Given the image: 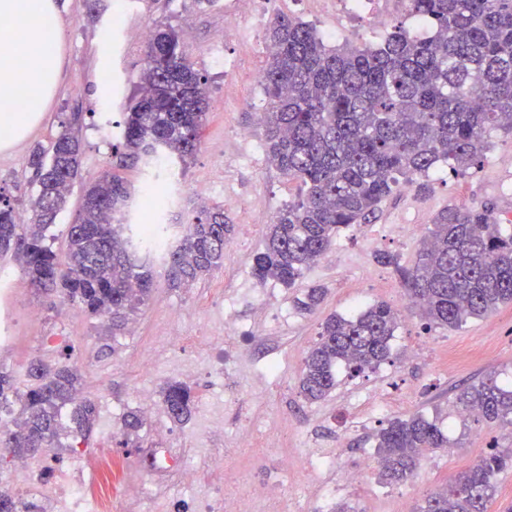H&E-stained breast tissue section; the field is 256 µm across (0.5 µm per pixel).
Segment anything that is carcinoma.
<instances>
[{"label":"carcinoma","mask_w":512,"mask_h":512,"mask_svg":"<svg viewBox=\"0 0 512 512\" xmlns=\"http://www.w3.org/2000/svg\"><path fill=\"white\" fill-rule=\"evenodd\" d=\"M409 14L429 27L417 35L396 25L375 47L329 46L309 24L284 14L268 29L269 54L262 82V113L269 165L301 187L298 200L279 208L252 275L261 284L292 287L333 245L343 229L365 224L401 185L441 163L455 171L478 164L492 131H512V0H407ZM138 95L125 104L122 140L113 145L119 166L150 168L163 157L183 166L197 152L208 113L207 80L183 54L180 35L156 28L147 39ZM71 115L45 148L29 156L35 194L29 216L0 192V262L18 263L28 284L55 293L89 317H106L112 335L128 331L152 291L154 265L142 257L138 226L128 223L129 185L105 169L85 184L64 255L46 243V231L82 179V148ZM232 225L224 207L211 205L184 225L161 262L171 288H189L219 269ZM413 305L431 323L448 328L481 318L512 302V232L487 204L443 214L429 229L416 265L399 266L385 252ZM326 289L312 286L297 306L314 311ZM397 311L384 303L355 317L334 314L322 324L299 380L313 403L328 397L345 369L354 377L388 361L399 328ZM21 382L0 370V413L18 417L0 428V449L13 456L53 448L62 434L86 441L97 416L95 402L76 399L78 367L31 363ZM461 412L487 422L512 418V389L489 376L460 388ZM171 420L188 421L192 394L172 382L163 390ZM145 419L123 416L120 444L139 435ZM448 447V435L421 414L388 423L377 435L380 479L399 482L416 470L428 448ZM512 467V448H491L454 485L431 496L420 512H489L495 477Z\"/></svg>","instance_id":"1"}]
</instances>
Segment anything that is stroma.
<instances>
[{
  "instance_id": "35a3bbf8",
  "label": "stroma",
  "mask_w": 512,
  "mask_h": 512,
  "mask_svg": "<svg viewBox=\"0 0 512 512\" xmlns=\"http://www.w3.org/2000/svg\"><path fill=\"white\" fill-rule=\"evenodd\" d=\"M61 20L63 67L57 92L43 119L31 134L13 147L0 150V191L27 210L33 193L29 154L38 144H49L66 114L81 115L83 176L111 167L112 145L124 120L123 105L135 93L145 59L143 40L130 28L144 25L177 31L185 55L207 78L209 116L200 146L187 165H174L157 183L169 203L160 215L166 224H184L197 214L202 203L239 198L248 208L241 215L233 207L225 213L233 226L230 234L237 249L225 252L224 264L193 288H169L163 266H156L151 298L136 322L135 336L109 337L103 321L87 318L60 298L36 297L21 268L6 264L14 288L16 343L0 368L24 376L29 362L42 355V339L65 337L75 345L78 359L91 360L83 369V387L91 395L112 402H131L137 391L146 390L161 399L163 387L179 382L190 388L195 400L191 418L182 424L164 419L163 429L146 424L135 451L118 448L127 478L138 477L140 463L150 449L195 448L204 436L199 420L206 412L209 394L242 396L249 409L240 416L234 407L224 409V446H231L245 420L261 423L269 417L281 422L279 436L256 431L253 446L227 461L228 483L240 478L259 481L269 475L273 451L303 452L304 438L324 441L344 439L336 459L340 468L358 471L351 493L337 496L354 512H417L439 489L447 487L473 465L475 457L491 446L512 447V424H490L465 419L454 404L458 386L495 375L498 383L512 386V304L501 306L461 327L427 326L420 311L411 307L397 266L412 267L421 242L438 216L451 209L490 204L499 224L512 221V134L492 132L481 163L463 173L439 164L423 176L422 187L405 186L379 206L365 224L340 232L331 249L311 266L297 288L270 280L258 283L251 269L268 224L275 212L298 195L296 184L267 163L264 127L258 114L266 107L262 84L254 74L267 58L266 29L275 14H289L312 25L317 33L334 27L336 19L325 14L320 0H256L249 17L226 25L223 4L201 6L198 0H54ZM410 31L419 28L417 18L399 9L386 25L367 16L351 20L335 41L339 44L372 45L382 42L392 25ZM249 131L255 151L246 154L240 131ZM205 184L208 200L196 198L194 189ZM417 225L414 237H403L401 227ZM394 255L397 266L376 261L377 253ZM319 284L327 295L312 314L299 311L294 299L298 289ZM238 296L237 328L224 332V299ZM384 302L401 313L392 342L391 360L378 369L354 378L340 377L336 390L326 399L311 403L299 390V378L309 348L316 342L324 320L333 314L354 316L370 305ZM41 317L30 320L31 306ZM178 321L193 346L161 350L156 338L171 321ZM223 334L224 352L232 362L217 383L199 376L209 359L204 336ZM155 352L152 377L138 372L140 351ZM418 358H410V351ZM471 351V359L459 362L455 355ZM277 360L281 372L272 377L266 364ZM423 413L445 429L455 454L426 449L407 479L386 485L378 468H364L375 454L376 435L396 418Z\"/></svg>"
}]
</instances>
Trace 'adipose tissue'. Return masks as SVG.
Listing matches in <instances>:
<instances>
[{"mask_svg":"<svg viewBox=\"0 0 512 512\" xmlns=\"http://www.w3.org/2000/svg\"><path fill=\"white\" fill-rule=\"evenodd\" d=\"M60 32L54 0H0V109L9 108L20 89L29 98L25 112L0 131V149L39 122L61 77Z\"/></svg>","mask_w":512,"mask_h":512,"instance_id":"ef3b65f1","label":"adipose tissue"}]
</instances>
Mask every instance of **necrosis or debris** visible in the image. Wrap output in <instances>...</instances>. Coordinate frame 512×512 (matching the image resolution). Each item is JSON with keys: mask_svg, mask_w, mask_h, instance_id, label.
<instances>
[{"mask_svg": "<svg viewBox=\"0 0 512 512\" xmlns=\"http://www.w3.org/2000/svg\"><path fill=\"white\" fill-rule=\"evenodd\" d=\"M330 450L309 444L303 456L280 458L283 472H312L310 487L287 493L278 481L252 484L243 494L230 493L224 482L226 454L209 452L197 459L195 452L154 449L140 479L127 482L123 492L125 512H154L163 501L159 477H172L186 486L196 485L201 471L211 475L206 493L181 502L182 512H309L313 493L332 498L337 488H346L358 480L357 472L342 468L335 479L321 472ZM122 475V462L108 448H82L58 458L52 455L17 461L11 476H0V489L15 490L22 512H112V483Z\"/></svg>", "mask_w": 512, "mask_h": 512, "instance_id": "obj_1", "label": "necrosis or debris"}]
</instances>
